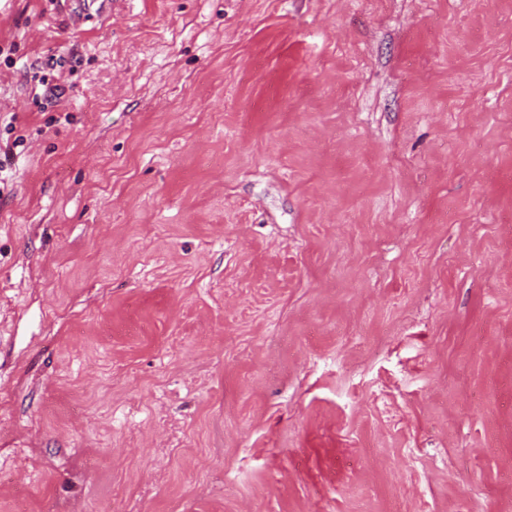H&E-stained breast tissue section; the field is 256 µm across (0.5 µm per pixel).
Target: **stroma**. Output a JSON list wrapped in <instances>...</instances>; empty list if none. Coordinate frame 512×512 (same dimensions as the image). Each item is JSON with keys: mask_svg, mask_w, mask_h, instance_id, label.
Masks as SVG:
<instances>
[{"mask_svg": "<svg viewBox=\"0 0 512 512\" xmlns=\"http://www.w3.org/2000/svg\"><path fill=\"white\" fill-rule=\"evenodd\" d=\"M0 0V512H512V0Z\"/></svg>", "mask_w": 512, "mask_h": 512, "instance_id": "stroma-1", "label": "stroma"}]
</instances>
